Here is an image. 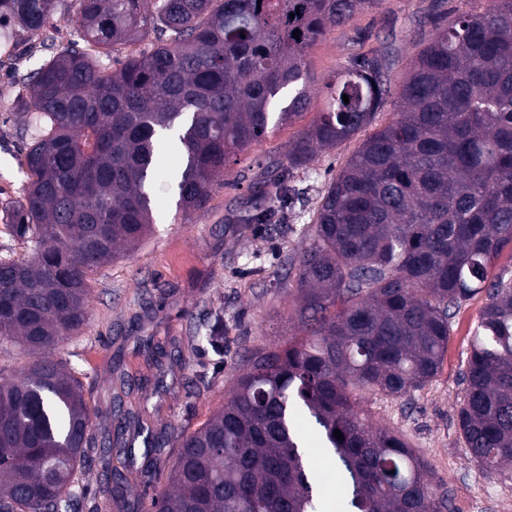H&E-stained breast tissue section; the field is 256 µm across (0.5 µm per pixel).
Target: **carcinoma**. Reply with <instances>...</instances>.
I'll return each instance as SVG.
<instances>
[{"label": "carcinoma", "instance_id": "carcinoma-1", "mask_svg": "<svg viewBox=\"0 0 512 512\" xmlns=\"http://www.w3.org/2000/svg\"><path fill=\"white\" fill-rule=\"evenodd\" d=\"M81 42L23 78L37 132L28 184L11 214L33 245L0 259V349L42 351L87 319L89 282L151 232L156 155L181 156L168 184L184 213L275 126L304 111L306 55L375 0H76ZM58 0H0V25L56 32ZM299 15L290 17V14ZM299 38H293L294 30ZM149 53L122 54L149 32ZM114 57L115 67L90 49ZM391 52L350 58L325 83L327 108L289 147L288 179L357 135L388 93ZM349 103H344L343 95ZM269 207L247 224L275 223ZM512 0L435 22L402 84L397 118L367 137L332 179L298 260L301 335L258 348L224 405L178 448L155 512H321L293 418L308 414L336 456V512H449L448 492L397 430L357 410L365 393L397 399L438 374L448 320L482 292L457 413L470 457L512 479ZM79 381L42 357L0 377V512H80L78 473L112 439L91 433ZM340 431L343 439L333 436Z\"/></svg>", "mask_w": 512, "mask_h": 512}]
</instances>
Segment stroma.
<instances>
[{
  "label": "stroma",
  "instance_id": "1",
  "mask_svg": "<svg viewBox=\"0 0 512 512\" xmlns=\"http://www.w3.org/2000/svg\"><path fill=\"white\" fill-rule=\"evenodd\" d=\"M487 0H376L350 24L332 29L308 53L314 77L311 103L297 120L279 126L241 155L214 186L206 209L183 215L165 183H157L152 233L135 250L121 252L90 282L88 320L54 349L81 382L92 430L131 447L113 457L127 476L110 512H147L168 484L175 448L149 441L201 427L223 404L241 370V356L259 346L285 344L297 331L289 315L297 305L298 257L312 236L320 199L361 143L395 116L397 93L417 53L426 45L430 18L480 12ZM73 0H61L54 45L43 35L0 26V259L26 261L33 253L9 226L7 208L24 196L22 162L32 136L22 129L21 81L77 40ZM394 44L391 94L372 123L354 138L319 151L297 170L286 216L266 231L240 223L244 211L267 209L256 182L274 178L287 163L288 146L326 107L323 83L349 57ZM485 294L464 302L448 322L440 371L410 396L366 395L369 421L402 433L434 469L452 498V512H512V480L486 479L472 462L457 428L461 376ZM135 419L107 414L113 395Z\"/></svg>",
  "mask_w": 512,
  "mask_h": 512
}]
</instances>
